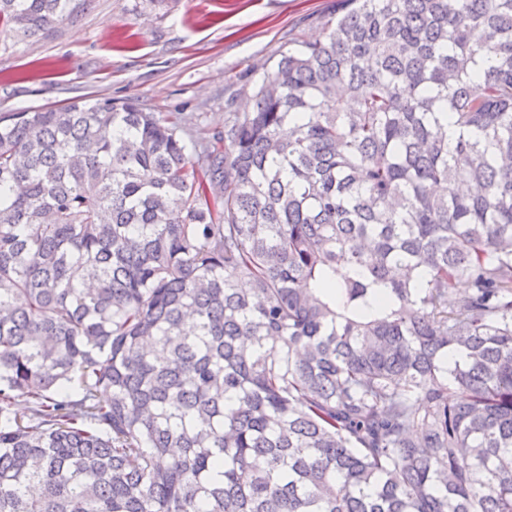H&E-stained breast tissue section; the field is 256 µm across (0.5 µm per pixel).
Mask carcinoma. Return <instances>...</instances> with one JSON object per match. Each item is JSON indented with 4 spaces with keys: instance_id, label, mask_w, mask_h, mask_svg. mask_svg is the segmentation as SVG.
<instances>
[{
    "instance_id": "cac0c4a2",
    "label": "carcinoma",
    "mask_w": 512,
    "mask_h": 512,
    "mask_svg": "<svg viewBox=\"0 0 512 512\" xmlns=\"http://www.w3.org/2000/svg\"><path fill=\"white\" fill-rule=\"evenodd\" d=\"M0 512H512V0H344L201 150L1 115Z\"/></svg>"
}]
</instances>
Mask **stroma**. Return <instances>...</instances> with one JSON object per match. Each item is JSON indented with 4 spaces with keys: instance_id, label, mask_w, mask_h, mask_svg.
Masks as SVG:
<instances>
[{
    "instance_id": "stroma-1",
    "label": "stroma",
    "mask_w": 512,
    "mask_h": 512,
    "mask_svg": "<svg viewBox=\"0 0 512 512\" xmlns=\"http://www.w3.org/2000/svg\"><path fill=\"white\" fill-rule=\"evenodd\" d=\"M337 0H91L48 34H0V114L75 97L136 99L212 142L228 113L298 42L326 33Z\"/></svg>"
}]
</instances>
